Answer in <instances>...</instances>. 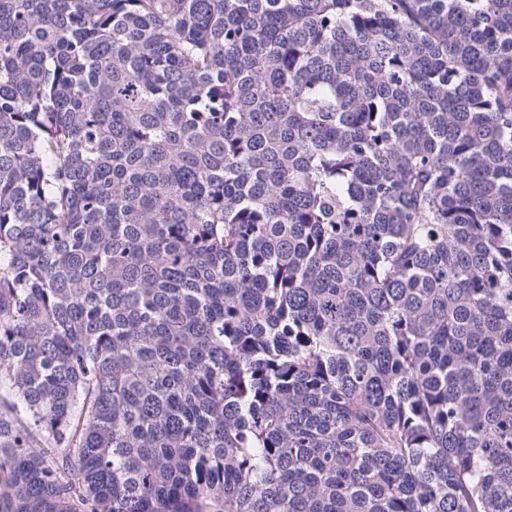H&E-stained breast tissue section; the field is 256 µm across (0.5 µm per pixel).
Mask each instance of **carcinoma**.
Masks as SVG:
<instances>
[{
  "mask_svg": "<svg viewBox=\"0 0 512 512\" xmlns=\"http://www.w3.org/2000/svg\"><path fill=\"white\" fill-rule=\"evenodd\" d=\"M0 512H512V0H0Z\"/></svg>",
  "mask_w": 512,
  "mask_h": 512,
  "instance_id": "carcinoma-1",
  "label": "carcinoma"
}]
</instances>
